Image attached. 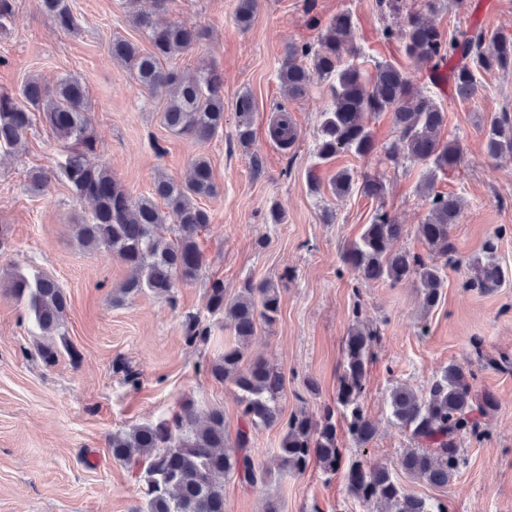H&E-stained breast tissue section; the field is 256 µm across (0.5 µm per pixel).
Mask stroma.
<instances>
[{"label": "stroma", "instance_id": "obj_1", "mask_svg": "<svg viewBox=\"0 0 512 512\" xmlns=\"http://www.w3.org/2000/svg\"><path fill=\"white\" fill-rule=\"evenodd\" d=\"M72 3L79 26L67 33L39 12L36 0H16L9 31L0 35V91L17 92L31 77L50 86L67 75L77 78L86 89L98 151L135 197L149 194L158 173L183 178L194 157L206 156L217 186L216 197L200 201L211 214L200 241L206 277L178 285L172 304L150 293L114 303L112 292L129 270L82 246L78 226L89 217L90 204L76 199L58 176L40 193L28 185L30 170L59 161L55 136L38 119L21 150H0V227L13 245L0 256V512H132L143 501L144 488L113 461L108 439L112 432L166 417L187 399L201 415L223 410L225 431L235 437L241 424L237 391L201 366L235 345L236 338L217 321L208 343L191 345L182 327L184 312H205V280L213 276L223 279L230 296L249 279L279 288L277 321L259 329L247 355L283 373L280 407L286 416L301 410L315 414L332 403L350 329L359 319L377 328L380 341L363 399L377 433L360 447L345 421L337 420L345 458L397 466L414 443L390 418L392 387L422 388L451 363L474 370L477 390L491 392L498 407L482 439H460L465 463L459 473L445 487L401 470L396 476L408 493L440 500L448 512H512V156L496 160L484 147L491 120L512 113V69L479 74L478 90L466 101L457 98L452 83L433 85L425 73L417 75L419 86L447 112L444 138L458 140L462 148L458 173L439 179L436 188L465 202L451 232L456 251L443 264L442 300L426 313L417 283L360 286L341 260L343 246L359 238L381 205L406 229L399 247L427 251L416 233L429 211L421 189L424 167L382 159V147L397 138L391 113L366 118L377 152L367 158L343 152L319 165L314 146L320 114L331 101L329 84L314 81L305 96L289 101L277 80L285 48L316 44L321 25L344 11L356 19L365 69L384 60L412 69L398 43L382 36L400 15L381 8L378 0H259L243 30L235 22L237 0H168L165 19L204 32L176 58V66L212 65L224 75V132L201 143L172 135L159 119L163 95L138 89L113 59V37L149 46L130 22L124 0ZM431 19L450 35L476 24L512 36V0H467L463 7L444 0ZM245 92L255 102L254 136L246 148L235 137L234 118L236 100ZM281 103L297 133L285 150L269 136ZM256 158L262 161L258 171L252 166ZM313 167L322 181L317 193L307 181ZM342 170L352 174L356 186L337 197L330 183ZM366 174L382 178L383 200L361 195L357 183ZM274 201L285 212L284 223L266 221ZM327 208L334 212L329 224L321 220ZM492 236L506 281L491 290L469 287V262ZM17 271L44 272L60 282L70 302L67 337L79 360L63 354L46 367L34 358L38 330L5 292L8 276ZM358 302L363 305L359 318L353 315ZM120 359L131 363L137 384L116 373ZM311 380L318 394L308 391ZM281 439L277 427L254 432L251 452L271 476L257 487L226 481V512H265L270 503L277 512H380L379 505L350 494L343 472L324 474L314 462L301 474L280 469Z\"/></svg>", "mask_w": 512, "mask_h": 512}]
</instances>
